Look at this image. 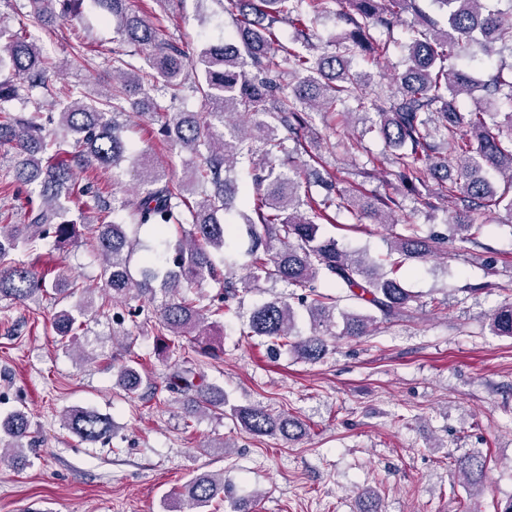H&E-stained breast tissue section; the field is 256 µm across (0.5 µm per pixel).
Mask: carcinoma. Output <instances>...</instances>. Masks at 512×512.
<instances>
[{"label": "carcinoma", "mask_w": 512, "mask_h": 512, "mask_svg": "<svg viewBox=\"0 0 512 512\" xmlns=\"http://www.w3.org/2000/svg\"><path fill=\"white\" fill-rule=\"evenodd\" d=\"M91 3L110 22H119L120 43L128 50H112L103 63L112 67V88L91 94L78 85L57 88L49 78L52 63L43 57L39 38L29 29L44 33L77 15ZM225 12L236 16L235 32L210 45L196 62L187 60L178 43L161 29L128 13L127 0H22L18 5V29L0 25V69L6 67L22 80L16 86L0 81V152L12 155L13 180L32 187L27 198L29 223L0 224V300L34 301L46 293V274L38 273L25 257L52 253L81 240L91 243L102 259L104 295L112 300L113 319L124 321L121 309L136 293L156 299L161 293L155 329L164 337L191 334L209 317L237 298L235 263L228 260L227 215L236 200L250 214L245 216V267L249 280L283 283L295 289L289 298L276 296L255 305L245 323V336H260L273 350L288 348L306 360L320 358L326 337L333 335L341 317L343 335L361 337L377 322H392L411 313L412 294L397 272L408 260H424L439 251L441 239L423 235L418 224L402 225L386 254L370 259L338 246L320 233V222L336 223V215L365 208L340 188L341 178L330 184L326 198L318 201L304 189L303 134L312 130V115L334 112L350 100L366 115L372 128L394 152V176L403 188L415 192L428 180L436 194L453 203L452 235L462 243H476L470 213L503 207L512 211V113L494 111V102L512 101V64L502 62L512 53V22L488 9L486 0H432L445 12L447 26L421 5L423 0H352L353 9L339 14L345 24L343 37L330 50L314 42L315 25L330 0H218ZM406 14L414 16L408 29L405 68L389 94L359 93L360 74L352 66L357 56L376 65L387 58L389 43L373 32L389 29ZM284 22L294 31L283 42L275 24ZM480 45L487 69L483 81L473 78L462 50ZM149 47L148 70H135L125 60L131 50ZM297 82L283 86V72ZM192 80V91L218 104L214 112H169L164 99L175 100ZM32 106L28 116L14 113L13 103ZM147 104L151 119L170 146L197 159L192 178L175 180L158 169L123 137L125 104ZM224 131H219V128ZM293 146H288V142ZM447 149L452 160L437 154ZM136 158L138 193L132 200L112 199L113 220L105 224L78 225L63 220L74 193L99 200L102 191L87 183L75 188L72 163L83 167L117 168ZM250 167L252 192H240L230 172L237 165ZM508 176L498 193L490 173ZM199 189L201 200L192 204L187 193ZM129 224L147 226L158 236V247H146L148 255L135 279L131 262L139 243ZM189 225V237L170 244L164 234L171 226ZM223 292L200 304V299L181 293L208 282ZM322 282L341 290V295L318 291ZM159 287H154V284ZM297 297L309 316V332L297 331V311L290 298ZM368 307V313L339 308L342 299ZM77 318L67 308L53 318L61 340L75 345ZM492 327L512 336V305L498 309ZM194 352L217 356L219 347L205 336L192 337ZM161 352L174 357L168 388L194 395L199 411L224 415V390L205 381L192 368H182V346L163 342ZM141 363L126 359L114 367L116 383L129 393L144 383ZM237 422L250 434L280 435L294 440L304 428L288 415H272L260 404L231 406ZM64 426L82 441L102 442L112 436L111 419L95 410L74 407ZM29 418L23 409L0 416V464H14L24 457L29 437ZM458 473L478 485L485 477V460L464 455L455 460ZM225 491L224 473H204L191 478L183 497L191 512L207 507Z\"/></svg>", "instance_id": "obj_1"}]
</instances>
